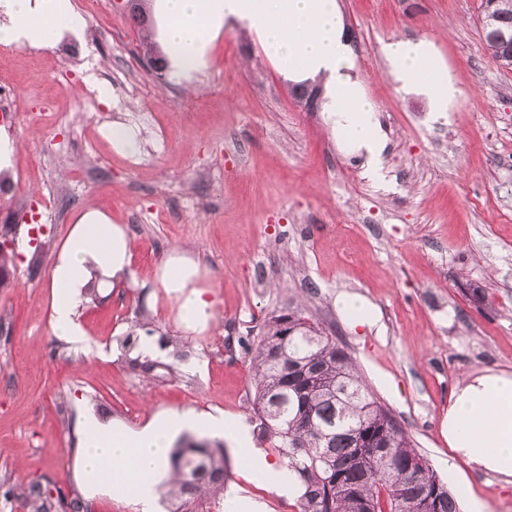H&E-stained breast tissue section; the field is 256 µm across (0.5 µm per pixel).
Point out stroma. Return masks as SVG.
I'll return each mask as SVG.
<instances>
[{"label": "stroma", "mask_w": 512, "mask_h": 512, "mask_svg": "<svg viewBox=\"0 0 512 512\" xmlns=\"http://www.w3.org/2000/svg\"><path fill=\"white\" fill-rule=\"evenodd\" d=\"M356 69L385 138L384 179L347 153L322 105L307 108L241 23L225 25L206 64L186 76L150 72L146 42L163 18L128 19L121 0L95 12L71 0L95 33L51 47L9 46L0 85L17 103L15 141L0 172V222L14 253L12 287L0 288V480L77 491L92 512H140L79 469L77 425L90 414L136 430L158 411L242 416L255 448L250 358L237 339L298 308L335 337L371 390L450 490L485 512H512V485L453 458L442 423L454 387L486 369L512 371V70L485 47L480 0H337ZM394 39L433 43L457 79L444 112L399 90L382 54ZM151 100L152 122L136 108ZM141 143L115 150L107 128ZM89 208L123 225L134 275L83 300L79 317L97 348L51 332L49 269ZM39 237H32V227ZM197 260L223 304L208 330L184 329L154 274L171 249ZM484 289L488 303L468 299ZM372 305V327H350L336 299ZM148 323L154 336L190 346L161 350L150 373L131 370L123 336ZM227 478L261 512H297L241 469L225 444Z\"/></svg>", "instance_id": "stroma-1"}]
</instances>
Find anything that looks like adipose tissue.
Instances as JSON below:
<instances>
[{
    "mask_svg": "<svg viewBox=\"0 0 512 512\" xmlns=\"http://www.w3.org/2000/svg\"><path fill=\"white\" fill-rule=\"evenodd\" d=\"M158 2L165 19L163 43L177 73L203 65L205 46L226 20L246 24L288 80L322 79L324 107L346 149L362 154L369 175L380 177L385 142L364 86L352 74L353 47L337 0ZM0 10L7 16L0 25V43L51 46L64 35L78 34L83 26L82 16L66 0H0ZM383 51L403 89L424 94L429 111H447L455 92L454 79L431 44L397 39L386 43ZM159 271V286L175 299L181 323L207 330L220 306L216 291L201 283L199 264L173 253ZM96 273L115 283L128 279L133 274V252L122 225L100 212L88 211L70 229L50 270L52 331L85 350L91 349L92 341L78 310ZM445 429L454 456L512 483V373L487 370L455 389ZM185 430L229 439L249 474L269 475L279 493L297 494L298 486L287 466L254 448L239 419L190 410L158 413L135 431L84 421L81 467L103 474L107 487L137 484L141 512H155L152 478L163 472L175 438Z\"/></svg>",
    "mask_w": 512,
    "mask_h": 512,
    "instance_id": "ef3b65f1",
    "label": "adipose tissue"
}]
</instances>
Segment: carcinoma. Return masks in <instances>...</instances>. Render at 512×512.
<instances>
[{"label": "carcinoma", "mask_w": 512, "mask_h": 512, "mask_svg": "<svg viewBox=\"0 0 512 512\" xmlns=\"http://www.w3.org/2000/svg\"><path fill=\"white\" fill-rule=\"evenodd\" d=\"M483 32L496 61L512 54V0H488ZM243 345L260 435L300 483L298 512H459L446 484L319 324L300 311L273 315L256 343ZM170 467L169 512H221L224 444L187 437ZM0 496L23 499L29 512L88 510L79 495L48 483L19 488L3 480Z\"/></svg>", "instance_id": "cac0c4a2"}]
</instances>
